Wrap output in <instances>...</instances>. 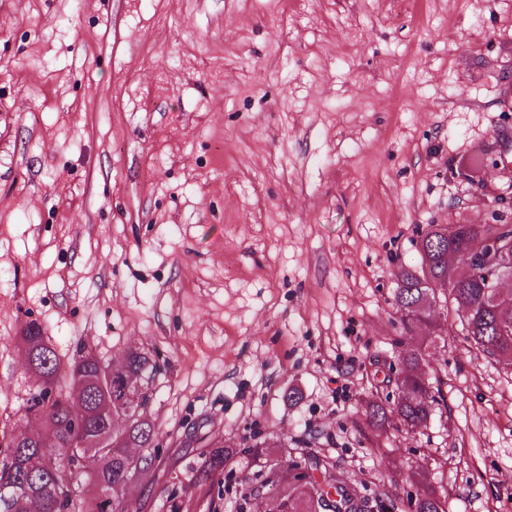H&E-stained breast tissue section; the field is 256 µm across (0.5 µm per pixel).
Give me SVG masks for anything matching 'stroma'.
I'll use <instances>...</instances> for the list:
<instances>
[{
	"mask_svg": "<svg viewBox=\"0 0 512 512\" xmlns=\"http://www.w3.org/2000/svg\"><path fill=\"white\" fill-rule=\"evenodd\" d=\"M431 224H512V0H0V438L35 320L155 363L144 512H282L313 458L365 512H512V370L395 306ZM410 349L431 417L374 429ZM447 501L432 488H426L419 493L411 504L412 512H447Z\"/></svg>",
	"mask_w": 512,
	"mask_h": 512,
	"instance_id": "35a3bbf8",
	"label": "stroma"
}]
</instances>
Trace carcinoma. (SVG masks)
Listing matches in <instances>:
<instances>
[{"mask_svg":"<svg viewBox=\"0 0 512 512\" xmlns=\"http://www.w3.org/2000/svg\"><path fill=\"white\" fill-rule=\"evenodd\" d=\"M436 230L432 224L420 236L419 268L403 267L397 274L394 299L403 320L430 324L431 312L423 298L446 291L457 315L465 318L467 339L512 369V295L492 304L485 276L464 261L487 251L491 227L471 224L464 229L454 224L446 237L438 236ZM44 334L41 323L30 320L22 325L18 336L21 353H32L38 361L34 371L37 391L28 400L25 417L40 418L42 423L38 430L7 442L0 457V488L20 477L31 481L32 494L13 499L7 512H142V504L124 497V481L131 475L127 449L152 447L154 427L139 417H127L122 378L130 373L143 380L156 365L137 352H129L113 361L109 371L92 352L81 350L63 375L56 351L46 343ZM396 387L404 388L405 395L388 407L368 406L370 422L376 427L395 421L411 427L426 423L436 398L431 395L416 351L404 356ZM48 440L57 448L84 443V450L93 453L99 467L84 482L79 481V463L70 481L58 479L60 462L43 448ZM211 447L208 472L212 474L224 469V439ZM271 475L278 476L288 512L338 508V499L327 502V497L340 494L341 489L339 479L331 474L323 485L296 465L290 473L273 470ZM411 508L412 512H447V501L436 490L426 488Z\"/></svg>","mask_w":512,"mask_h":512,"instance_id":"obj_1","label":"carcinoma"}]
</instances>
